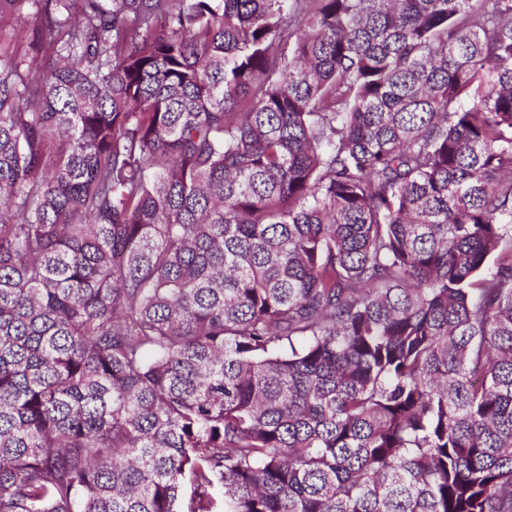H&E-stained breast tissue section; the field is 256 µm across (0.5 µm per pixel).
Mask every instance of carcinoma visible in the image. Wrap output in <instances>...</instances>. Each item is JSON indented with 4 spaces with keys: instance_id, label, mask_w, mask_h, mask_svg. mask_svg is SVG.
I'll return each mask as SVG.
<instances>
[{
    "instance_id": "cac0c4a2",
    "label": "carcinoma",
    "mask_w": 512,
    "mask_h": 512,
    "mask_svg": "<svg viewBox=\"0 0 512 512\" xmlns=\"http://www.w3.org/2000/svg\"><path fill=\"white\" fill-rule=\"evenodd\" d=\"M34 3L0 512H512V0Z\"/></svg>"
}]
</instances>
